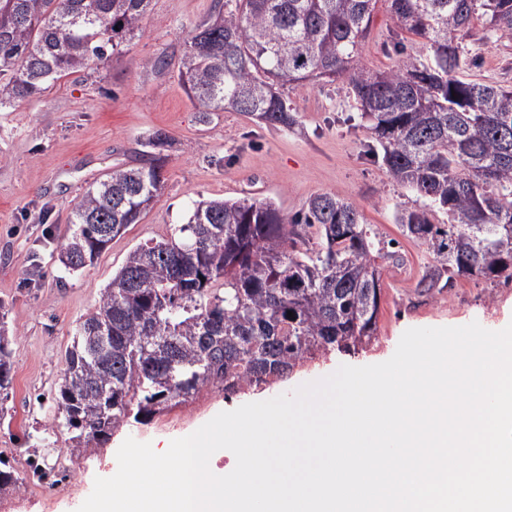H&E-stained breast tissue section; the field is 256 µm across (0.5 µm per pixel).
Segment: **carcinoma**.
I'll use <instances>...</instances> for the list:
<instances>
[{
    "label": "carcinoma",
    "instance_id": "carcinoma-1",
    "mask_svg": "<svg viewBox=\"0 0 512 512\" xmlns=\"http://www.w3.org/2000/svg\"><path fill=\"white\" fill-rule=\"evenodd\" d=\"M191 36L179 69L202 117L237 112L291 130L296 113L276 86L345 81L390 178L427 200L401 210L402 233L433 253L419 288L457 277L512 281V88L459 77L455 32L480 20L512 38V0H391L397 65L358 67L375 0H232ZM150 0H0V108L86 72L134 34ZM165 158L115 169L74 204L65 246L78 266L137 224L163 189ZM449 223L434 224V210ZM112 225V237L101 234ZM314 246L299 250L305 236ZM357 205L317 193L288 216L272 201L194 203L167 239L138 245L79 322L65 351L55 428L107 441L203 388L263 389L308 360L376 341L381 273ZM293 312L294 317L287 316ZM14 372L0 335V396ZM19 486L0 456V491Z\"/></svg>",
    "mask_w": 512,
    "mask_h": 512
}]
</instances>
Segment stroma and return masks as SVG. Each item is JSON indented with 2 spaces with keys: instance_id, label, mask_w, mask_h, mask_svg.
<instances>
[{
  "instance_id": "stroma-1",
  "label": "stroma",
  "mask_w": 512,
  "mask_h": 512,
  "mask_svg": "<svg viewBox=\"0 0 512 512\" xmlns=\"http://www.w3.org/2000/svg\"><path fill=\"white\" fill-rule=\"evenodd\" d=\"M223 9L224 0H151L134 36L96 73L64 78L37 97L0 109V324L15 369L14 390L0 403V453L12 459L22 480L19 488L0 493L10 512H77L95 478L116 469V452L126 438L159 447L217 413L291 392L339 364L384 362L407 329L475 321L495 331L512 323V282L460 278L451 288H418L435 259L403 235L396 215L422 208L425 200L396 184L370 156L372 135L347 83L280 85L299 121L293 130L234 112L202 118L177 69L195 28ZM405 38L391 19L388 0H377L361 68L376 73L395 67L394 44ZM455 38L465 60L462 78L512 87V40L479 21L456 31ZM159 130L167 135L160 148L165 183L153 207L93 265L67 273L58 256L74 203L113 169L138 166L145 143ZM322 192L355 203L376 233V248L401 255L400 262L379 263L377 341L356 356L307 364L270 389L229 400L203 389L148 424L116 432L106 444L72 450L67 434L54 427L63 356L79 319L98 306L128 253L147 240L170 237L200 200H271L294 215ZM29 439L39 443L43 464L77 462L79 489L32 487L20 453Z\"/></svg>"
}]
</instances>
